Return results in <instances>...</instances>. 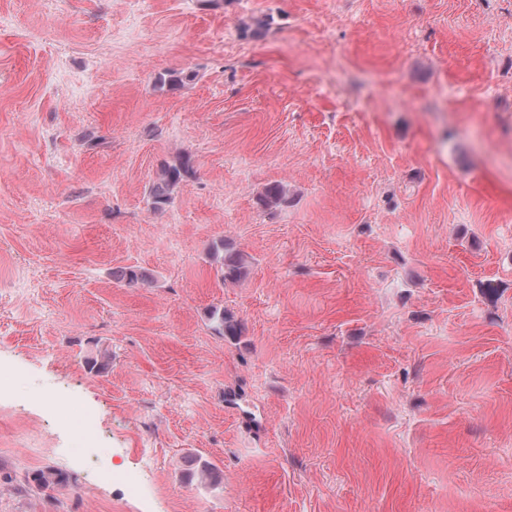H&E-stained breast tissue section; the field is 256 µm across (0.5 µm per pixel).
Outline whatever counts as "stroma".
I'll return each mask as SVG.
<instances>
[{
	"label": "stroma",
	"instance_id": "stroma-1",
	"mask_svg": "<svg viewBox=\"0 0 512 512\" xmlns=\"http://www.w3.org/2000/svg\"><path fill=\"white\" fill-rule=\"evenodd\" d=\"M0 368V512H512V0H0ZM192 174L193 168L187 157L177 155L171 162H162L150 187L153 208L160 210L170 204L174 189ZM212 261L218 264L220 280L225 285L228 282H235L245 274V266L242 257L238 253H224V243L214 245L209 254ZM68 481L66 475L55 470H39L32 473L26 480L27 485H33L40 491H51L57 486L66 484ZM33 483V484H31Z\"/></svg>",
	"mask_w": 512,
	"mask_h": 512
}]
</instances>
